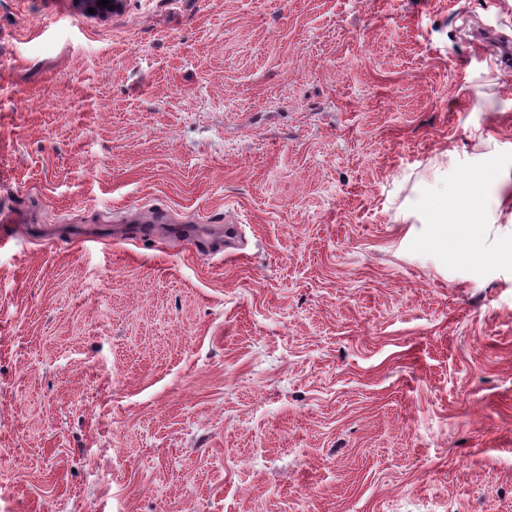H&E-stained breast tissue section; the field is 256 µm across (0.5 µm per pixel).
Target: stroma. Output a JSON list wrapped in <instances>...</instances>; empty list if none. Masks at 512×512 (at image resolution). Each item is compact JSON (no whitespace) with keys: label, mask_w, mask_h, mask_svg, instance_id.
Returning a JSON list of instances; mask_svg holds the SVG:
<instances>
[{"label":"stroma","mask_w":512,"mask_h":512,"mask_svg":"<svg viewBox=\"0 0 512 512\" xmlns=\"http://www.w3.org/2000/svg\"><path fill=\"white\" fill-rule=\"evenodd\" d=\"M481 27L512 0H0V512H512V206L435 242L437 181L512 193Z\"/></svg>","instance_id":"1"}]
</instances>
